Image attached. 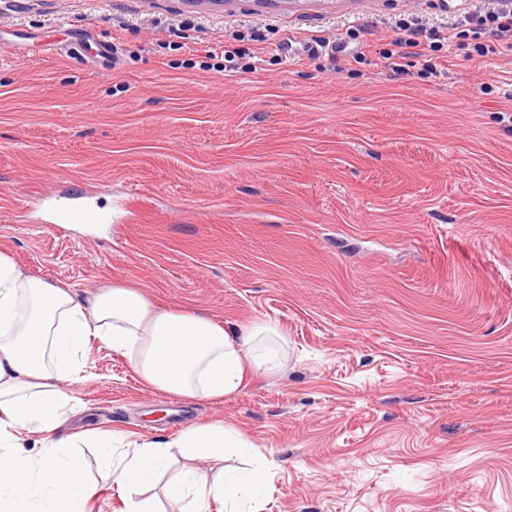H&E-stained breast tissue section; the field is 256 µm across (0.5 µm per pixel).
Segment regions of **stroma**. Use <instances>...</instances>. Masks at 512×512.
Returning <instances> with one entry per match:
<instances>
[{"mask_svg":"<svg viewBox=\"0 0 512 512\" xmlns=\"http://www.w3.org/2000/svg\"><path fill=\"white\" fill-rule=\"evenodd\" d=\"M410 14L454 19L445 0H0V250L82 296L125 280L275 325L287 352L194 402L90 347L64 433L224 420L265 460V512H512V50L479 62L463 37L385 65ZM85 28L119 44L112 73L53 55ZM314 36L348 64L284 62ZM73 199L111 223L48 220ZM81 454L93 512H122Z\"/></svg>","mask_w":512,"mask_h":512,"instance_id":"1","label":"stroma"}]
</instances>
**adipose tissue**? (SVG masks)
I'll list each match as a JSON object with an SVG mask.
<instances>
[{
  "instance_id": "1",
  "label": "adipose tissue",
  "mask_w": 512,
  "mask_h": 512,
  "mask_svg": "<svg viewBox=\"0 0 512 512\" xmlns=\"http://www.w3.org/2000/svg\"><path fill=\"white\" fill-rule=\"evenodd\" d=\"M276 333L267 323L233 328L160 306L141 286L120 280L84 302L1 251L0 512H87L97 488L75 453L87 442L100 448L124 512H160L149 491L169 471L172 512H264L262 466L252 444L224 421L137 440L56 432L74 411L65 384L77 381L91 343L126 359L152 391L215 401L236 394L247 372L279 368L277 351L259 343ZM235 456L253 467L212 478L196 467Z\"/></svg>"
}]
</instances>
